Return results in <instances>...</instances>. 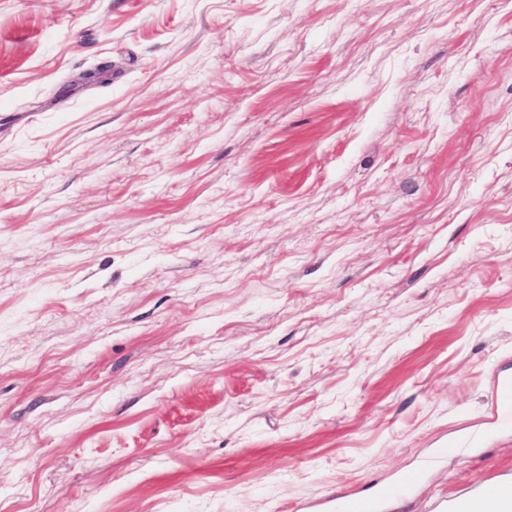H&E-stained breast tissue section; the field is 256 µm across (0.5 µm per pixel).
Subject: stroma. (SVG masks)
<instances>
[{"mask_svg": "<svg viewBox=\"0 0 512 512\" xmlns=\"http://www.w3.org/2000/svg\"><path fill=\"white\" fill-rule=\"evenodd\" d=\"M505 379L512 0H0V512H451Z\"/></svg>", "mask_w": 512, "mask_h": 512, "instance_id": "obj_1", "label": "stroma"}]
</instances>
